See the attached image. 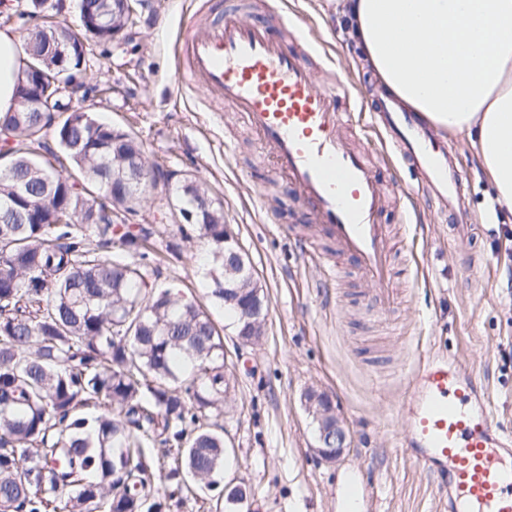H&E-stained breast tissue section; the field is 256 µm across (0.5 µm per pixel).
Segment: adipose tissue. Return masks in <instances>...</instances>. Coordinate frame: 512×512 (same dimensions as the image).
Returning <instances> with one entry per match:
<instances>
[{"label":"adipose tissue","mask_w":512,"mask_h":512,"mask_svg":"<svg viewBox=\"0 0 512 512\" xmlns=\"http://www.w3.org/2000/svg\"><path fill=\"white\" fill-rule=\"evenodd\" d=\"M377 80L437 129L474 134L512 211V0H337ZM23 54L0 30V113L16 107Z\"/></svg>","instance_id":"adipose-tissue-1"}]
</instances>
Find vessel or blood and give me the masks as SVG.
<instances>
[{
	"instance_id": "obj_1",
	"label": "vessel or blood",
	"mask_w": 512,
	"mask_h": 512,
	"mask_svg": "<svg viewBox=\"0 0 512 512\" xmlns=\"http://www.w3.org/2000/svg\"><path fill=\"white\" fill-rule=\"evenodd\" d=\"M178 51L181 85L205 89L244 118L267 165L288 180L380 298H389L384 195L363 152L340 134L352 122L351 113L336 109L337 99L350 96L346 83L336 76L317 84L298 53L233 13L212 27L185 28ZM386 123L403 160L420 174V190L442 201L453 218L451 232L467 235L471 225L459 207L465 182L451 154L420 135L412 113H394ZM406 408L403 446L447 486L448 512H512V432L494 421L470 372L445 357L422 356Z\"/></svg>"
}]
</instances>
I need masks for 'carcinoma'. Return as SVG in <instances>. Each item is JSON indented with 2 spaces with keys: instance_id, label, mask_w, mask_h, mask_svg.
<instances>
[{
  "instance_id": "cac0c4a2",
  "label": "carcinoma",
  "mask_w": 512,
  "mask_h": 512,
  "mask_svg": "<svg viewBox=\"0 0 512 512\" xmlns=\"http://www.w3.org/2000/svg\"><path fill=\"white\" fill-rule=\"evenodd\" d=\"M76 26L52 21L61 0H26L42 19L22 37L26 55L17 99L54 90L61 72L81 71L89 42L133 24L127 0H79ZM0 114V512H166L146 491L162 457L167 478L186 474L224 501V338L209 314L156 289L147 231L120 223L142 206L155 176L129 132L70 110ZM58 152L41 153L47 132ZM145 174L124 184L123 172ZM25 198L15 199V189ZM194 205V228L224 267V205L198 184L176 187Z\"/></svg>"
}]
</instances>
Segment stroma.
Instances as JSON below:
<instances>
[{"label": "stroma", "instance_id": "obj_1", "mask_svg": "<svg viewBox=\"0 0 512 512\" xmlns=\"http://www.w3.org/2000/svg\"><path fill=\"white\" fill-rule=\"evenodd\" d=\"M240 0H145L125 37L91 43L86 88L73 108L123 128L161 176L148 200L126 214L151 233L159 255L150 280L176 287L206 309L224 338L231 389L219 423L228 467L245 485L236 512H345V491L361 490L359 512H447L448 491L402 449L413 365L427 351L467 367L491 413L512 431V259L501 207L464 134L438 132L469 181L475 229L453 237L437 204L411 196L416 172L390 159L369 112L385 91L362 69L342 30L336 0H250L240 18L304 52L317 82L347 79L357 100L348 141L366 148L392 225L391 302H381L357 263L337 252L287 180L267 166L245 120L201 88L181 90L175 44L181 30L220 19ZM223 121H214L216 113ZM189 173L224 204V221L248 254L269 306L262 340L240 343L230 315L210 296L217 270L211 244L183 238L174 222L178 175ZM326 395L349 432L335 459L315 451L304 395Z\"/></svg>", "mask_w": 512, "mask_h": 512}]
</instances>
